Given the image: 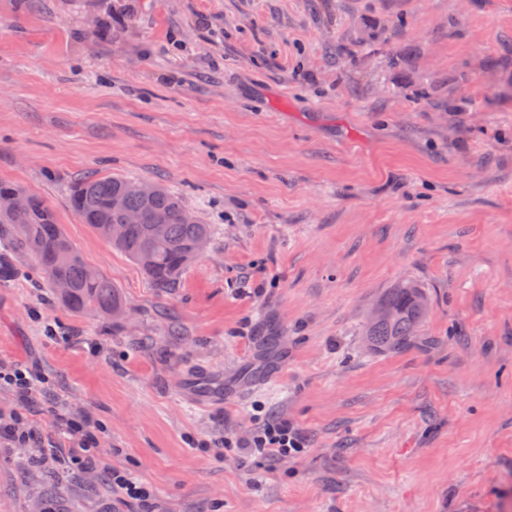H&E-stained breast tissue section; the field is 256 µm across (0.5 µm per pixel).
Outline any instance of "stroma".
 <instances>
[{
	"instance_id": "1",
	"label": "stroma",
	"mask_w": 512,
	"mask_h": 512,
	"mask_svg": "<svg viewBox=\"0 0 512 512\" xmlns=\"http://www.w3.org/2000/svg\"><path fill=\"white\" fill-rule=\"evenodd\" d=\"M91 173L214 224L177 288L81 223ZM0 181L128 307L72 312L11 254L0 362L105 432L91 472L0 447V512H112L113 470L157 512H512V0H0ZM401 279L430 314L370 353ZM267 416L301 456L244 449Z\"/></svg>"
}]
</instances>
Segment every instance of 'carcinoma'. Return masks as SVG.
Returning <instances> with one entry per match:
<instances>
[{
	"label": "carcinoma",
	"instance_id": "1",
	"mask_svg": "<svg viewBox=\"0 0 512 512\" xmlns=\"http://www.w3.org/2000/svg\"><path fill=\"white\" fill-rule=\"evenodd\" d=\"M141 178L89 176L71 189L70 203L82 223L112 242L144 272L153 287L165 291L176 287L188 267L186 258L199 242H211L213 227L198 216L186 219L191 209L166 185L155 182L157 192L142 197ZM124 198V208L112 205L113 197ZM18 197L16 209L0 213V249L30 255L41 277L59 301L76 313L90 312L118 320L123 299L112 281L90 274L82 259L57 222L54 210L24 188L0 182V198ZM139 215V223H126L127 214ZM124 225V235L112 239V226ZM383 313L365 319L363 336L373 353L401 350L415 342L418 330L429 313V301L412 281H401L377 302Z\"/></svg>",
	"mask_w": 512,
	"mask_h": 512
}]
</instances>
